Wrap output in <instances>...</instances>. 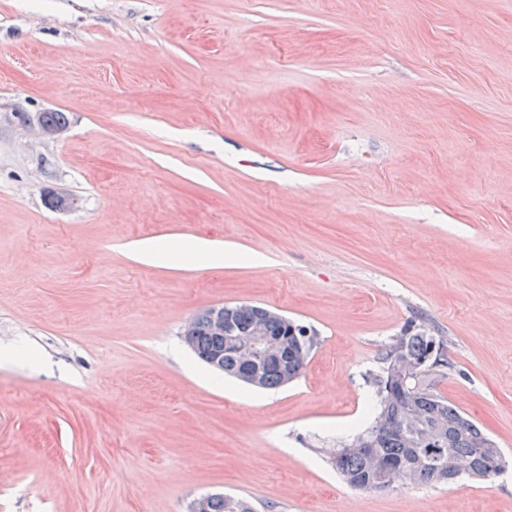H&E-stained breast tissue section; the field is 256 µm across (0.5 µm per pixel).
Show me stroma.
Here are the masks:
<instances>
[{
	"label": "stroma",
	"instance_id": "stroma-1",
	"mask_svg": "<svg viewBox=\"0 0 512 512\" xmlns=\"http://www.w3.org/2000/svg\"><path fill=\"white\" fill-rule=\"evenodd\" d=\"M219 304L310 328L303 375L202 363ZM410 326L512 456V0H0V512H512L331 467ZM181 247L190 252L197 263L204 267H216L224 265L225 261H232L235 255L225 253L222 248L215 246L211 241L205 239H195L187 243H182ZM209 496L196 500L192 512H207ZM208 512H255L253 506L242 498H236L221 493L210 495Z\"/></svg>",
	"mask_w": 512,
	"mask_h": 512
}]
</instances>
